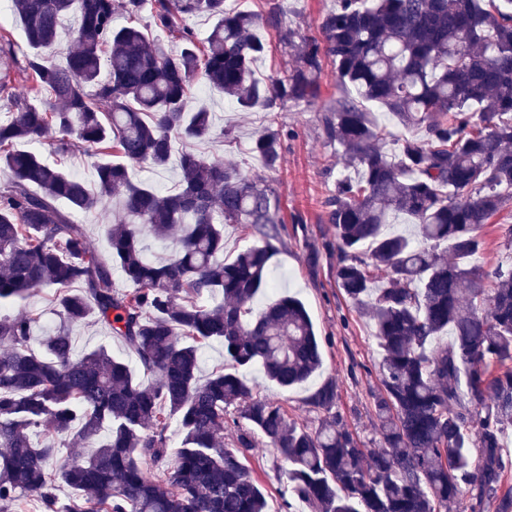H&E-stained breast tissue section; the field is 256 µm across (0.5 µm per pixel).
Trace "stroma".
Returning <instances> with one entry per match:
<instances>
[{
	"mask_svg": "<svg viewBox=\"0 0 512 512\" xmlns=\"http://www.w3.org/2000/svg\"><path fill=\"white\" fill-rule=\"evenodd\" d=\"M283 6L288 26L315 36L322 16L335 8L336 0H284ZM340 92L335 67L329 59L324 62L317 104H287L274 119L261 109L238 111L220 90L195 82L193 104L212 113L216 134L189 144L188 149L210 159L236 162L275 190L283 230L269 276L277 291L296 296L304 303L321 342L323 364L312 382L284 389L270 382L256 367L246 373L255 394L281 406L290 419L313 431L325 413L313 408L309 398L317 385L335 381L338 399L334 414L353 431L362 447L376 448L380 434L373 395L380 388V379L375 328L337 286L336 239L324 207L337 177L357 175L355 169L337 158L320 122V105L334 100ZM273 126L280 131L282 160L277 169L269 170L254 155L252 145L258 135ZM226 129L231 131V138L223 137ZM503 224H512L511 208L494 216L483 229L486 249L479 263L484 269H493L501 261L512 262V245L499 230ZM74 338L77 352L104 345L115 357L130 363L135 360L124 340L95 320L75 328ZM254 442L246 464L267 491L269 512H284L285 463L268 449L264 438L255 437Z\"/></svg>",
	"mask_w": 512,
	"mask_h": 512,
	"instance_id": "1",
	"label": "stroma"
}]
</instances>
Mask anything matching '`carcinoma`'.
Here are the masks:
<instances>
[{
    "label": "carcinoma",
    "instance_id": "carcinoma-1",
    "mask_svg": "<svg viewBox=\"0 0 512 512\" xmlns=\"http://www.w3.org/2000/svg\"><path fill=\"white\" fill-rule=\"evenodd\" d=\"M12 9L28 52L1 62L13 49L0 30V99L12 105L0 120V304L53 288L61 324L38 338L29 316L0 315V512L28 494L41 512H267L245 464L256 433L284 459L289 496L310 512H451L463 484L477 505L495 498L498 512H512V265L476 264L482 229L512 204V0H336L319 39L283 25L281 0L261 14L224 0H12ZM146 9L142 26L112 25L118 10L137 18ZM69 14L78 19L73 50L58 63ZM201 14L213 19L202 38L183 26ZM260 27L277 29L294 59L275 77L254 71L268 52ZM326 57L344 92L323 105V133L359 173L336 180L326 220L338 288L376 328L381 448L359 447L334 416L310 432L253 396L244 371L254 365L292 388L322 364L299 299L253 308L273 287L278 199L232 162L174 159L175 143L214 130L210 112L191 107L192 81L243 112L273 113L318 100ZM103 59L107 83L98 81ZM367 102L421 136L384 150L388 132ZM76 139L118 157L95 165L92 188L29 149L48 141L61 157ZM253 151L276 168L280 133L258 136ZM172 162L176 192L131 178L134 166ZM111 198L119 218L102 253L75 213ZM396 218L416 235L385 233ZM226 224L256 239L230 261ZM146 233L173 243L168 260L146 257ZM90 318L157 381L137 380L103 347L74 357L70 329ZM210 342L223 343L233 371L202 380ZM336 398L327 382L310 404L328 412ZM173 421L183 439L172 463ZM229 421L238 434L226 448ZM40 429L50 435L35 443ZM89 441L94 453L72 454ZM60 485L71 490L63 503Z\"/></svg>",
    "mask_w": 512,
    "mask_h": 512
}]
</instances>
